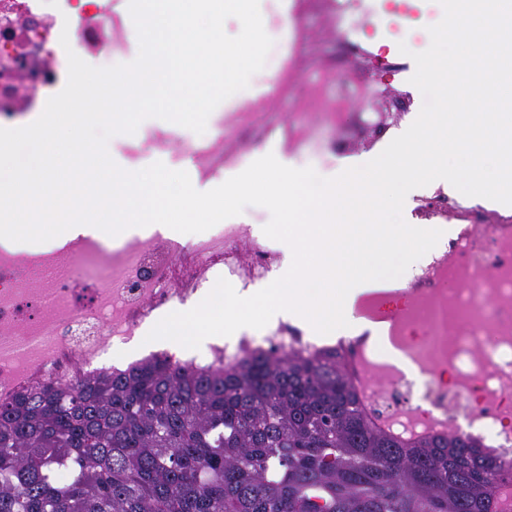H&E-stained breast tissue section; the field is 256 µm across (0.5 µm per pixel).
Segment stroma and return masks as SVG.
<instances>
[{"mask_svg": "<svg viewBox=\"0 0 512 512\" xmlns=\"http://www.w3.org/2000/svg\"><path fill=\"white\" fill-rule=\"evenodd\" d=\"M260 12L270 34L300 39L304 57L285 73L265 66L247 89L213 111L204 137L222 138L226 158L215 174L205 178L197 167L186 166L190 151L166 154L167 167L187 170L194 188L221 185L274 146L280 147L289 166L327 174L339 158L375 157L416 119L423 97L410 82L415 72L411 55L427 49V27L443 18L438 0H361L349 18L332 6L295 17L285 0H260ZM353 21L373 32L375 42L389 47L390 65L378 69L346 58L341 34ZM404 46L409 49L405 55L400 52ZM340 75L365 88L364 99L341 110L333 104ZM382 97L390 111L386 118L365 109Z\"/></svg>", "mask_w": 512, "mask_h": 512, "instance_id": "35a3bbf8", "label": "stroma"}]
</instances>
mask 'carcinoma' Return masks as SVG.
Returning <instances> with one entry per match:
<instances>
[{
  "instance_id": "carcinoma-1",
  "label": "carcinoma",
  "mask_w": 512,
  "mask_h": 512,
  "mask_svg": "<svg viewBox=\"0 0 512 512\" xmlns=\"http://www.w3.org/2000/svg\"><path fill=\"white\" fill-rule=\"evenodd\" d=\"M504 482L479 438L379 428L338 346L153 355L0 400V512H509Z\"/></svg>"
}]
</instances>
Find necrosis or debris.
<instances>
[{
	"label": "necrosis or debris",
	"mask_w": 512,
	"mask_h": 512,
	"mask_svg": "<svg viewBox=\"0 0 512 512\" xmlns=\"http://www.w3.org/2000/svg\"><path fill=\"white\" fill-rule=\"evenodd\" d=\"M0 68L22 55V71H0V122L37 111L41 87L65 81L54 62L65 59L61 34L78 40L91 65H111L128 43V15L84 0H0ZM41 19L40 29L25 26ZM242 231H224L223 261L200 247L159 237L126 241L116 248L80 238L50 254L0 250V394L57 384L88 372L113 336H128L153 312L186 300L216 264L232 285L248 286L267 273L276 253L240 250ZM447 274L446 292L435 289ZM384 322L406 320L391 345L419 369L418 380L393 370L374 377L375 416L424 413L492 435L512 448V224H460L447 248L429 256L419 274L379 304Z\"/></svg>",
	"instance_id": "necrosis-or-debris-1"
}]
</instances>
